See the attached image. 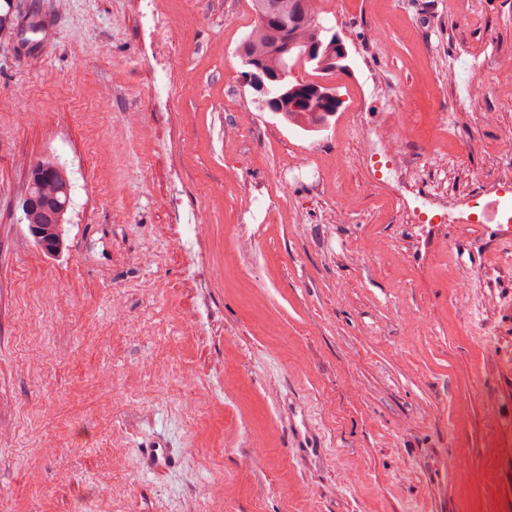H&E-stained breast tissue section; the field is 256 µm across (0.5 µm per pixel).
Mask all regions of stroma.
<instances>
[{
	"instance_id": "35a3bbf8",
	"label": "stroma",
	"mask_w": 512,
	"mask_h": 512,
	"mask_svg": "<svg viewBox=\"0 0 512 512\" xmlns=\"http://www.w3.org/2000/svg\"><path fill=\"white\" fill-rule=\"evenodd\" d=\"M42 2L0 0V512H512V226L406 216L512 167V0H324L351 72L319 133L244 84L251 0H56L36 31ZM392 111L406 187L347 118ZM46 160L57 258L21 221ZM180 376L211 399H152ZM153 437L181 471H140Z\"/></svg>"
}]
</instances>
